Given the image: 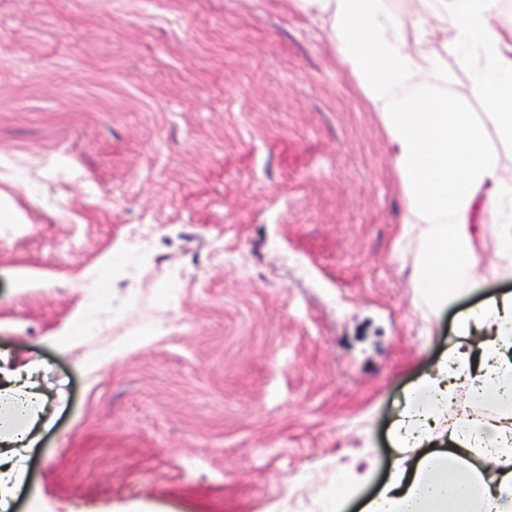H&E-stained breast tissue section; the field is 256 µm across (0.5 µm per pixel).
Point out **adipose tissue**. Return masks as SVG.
<instances>
[{
	"mask_svg": "<svg viewBox=\"0 0 512 512\" xmlns=\"http://www.w3.org/2000/svg\"><path fill=\"white\" fill-rule=\"evenodd\" d=\"M335 18L330 42L393 146L392 164L405 202V237L422 242L419 278L435 307L474 288L483 276L470 227L494 225L512 246V169L491 151L466 101L425 95L396 99L407 83L426 85L437 70L428 46L437 34L480 39L464 63L473 71L471 98L492 115L500 140L512 142V29L497 24V0H429L432 12L407 39L383 0H304ZM460 344L445 351L408 393L394 427L399 447L422 449L397 465L364 512H512V293L458 324ZM467 378L480 412L447 423L455 381ZM37 374L29 364L0 365V512H9L27 482L20 460L46 427Z\"/></svg>",
	"mask_w": 512,
	"mask_h": 512,
	"instance_id": "adipose-tissue-1",
	"label": "adipose tissue"
}]
</instances>
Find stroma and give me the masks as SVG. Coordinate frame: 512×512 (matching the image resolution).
Masks as SVG:
<instances>
[{"mask_svg": "<svg viewBox=\"0 0 512 512\" xmlns=\"http://www.w3.org/2000/svg\"><path fill=\"white\" fill-rule=\"evenodd\" d=\"M291 0H0V353L53 420L13 512H359L457 321L392 145ZM430 49L468 91L455 42Z\"/></svg>", "mask_w": 512, "mask_h": 512, "instance_id": "stroma-1", "label": "stroma"}]
</instances>
